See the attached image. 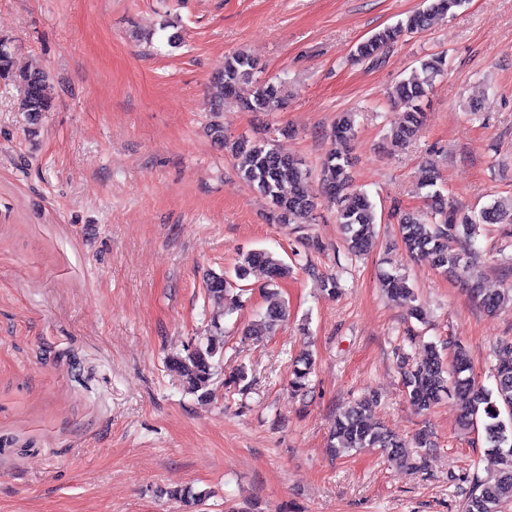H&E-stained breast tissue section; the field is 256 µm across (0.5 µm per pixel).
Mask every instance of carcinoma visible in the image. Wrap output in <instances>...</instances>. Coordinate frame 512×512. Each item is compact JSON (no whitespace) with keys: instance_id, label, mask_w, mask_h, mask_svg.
Here are the masks:
<instances>
[{"instance_id":"cac0c4a2","label":"carcinoma","mask_w":512,"mask_h":512,"mask_svg":"<svg viewBox=\"0 0 512 512\" xmlns=\"http://www.w3.org/2000/svg\"><path fill=\"white\" fill-rule=\"evenodd\" d=\"M465 3L466 0H430L422 10L357 44L352 57L357 61L376 62L388 45L407 34L431 29ZM256 69V62L247 54L238 52L224 57L223 70L213 77L209 87L213 111L221 112L224 104L231 102L240 104L248 112H271L278 108L285 98V87L280 82L261 83L252 97L237 98L238 86L249 80ZM444 69V56L433 54L420 62V71L392 87L390 97L403 109V120L390 133L394 146H405L421 131L424 112L420 103L437 77L443 75ZM0 79L15 88L18 111L25 113L30 123H37L43 113L51 111L53 84L50 73L17 65L14 49L4 40H0ZM207 132L215 142L242 158L240 177L270 200L274 223L304 224L309 220L317 202L307 192L309 170L304 163L278 153L265 140L251 141L241 137L230 141L224 137V127L216 122L208 126ZM355 134L354 116L343 114L333 129L334 148L321 163V182L324 199L336 207L348 253L362 256L375 246L376 214L367 194L353 188L348 148ZM438 180L435 169L429 168V175L421 183L429 189L426 194L429 210L402 214L399 224L401 242L410 254L431 257L435 268L459 271L471 293L481 299L484 307L494 309L506 295L482 293L480 280L470 273L476 259L473 245L482 226L501 224L507 219L512 221V200L500 198L477 212L461 214L435 190ZM290 274L288 263L273 253L252 249L239 254L233 274L206 273L204 288L208 295L222 298L232 290L236 280L248 281L254 277L262 281L268 305L260 319L243 332L248 338L260 341L269 336L287 315V303L279 298L277 288ZM381 286L395 301L414 298L402 276L386 274ZM223 358L224 343L208 338L188 346L182 353L169 356L166 366L182 378L186 393L207 401L215 395L213 378ZM313 366L314 360L309 354L295 361L289 380L293 391L306 390ZM403 385L418 410L428 411L444 398L455 397L461 402L463 426H481L485 453L494 459L497 469L490 477H474L463 512H503L505 504H512V360L497 363L495 388L486 389L476 381L464 346L450 343L445 349L429 343L422 360L403 372ZM373 404L374 400L364 397L336 416L330 434L332 451L341 454L359 448H380L391 461L409 469L420 468L424 453L409 455L405 440L369 421ZM169 496L190 507L202 504L208 493L174 490Z\"/></svg>"}]
</instances>
